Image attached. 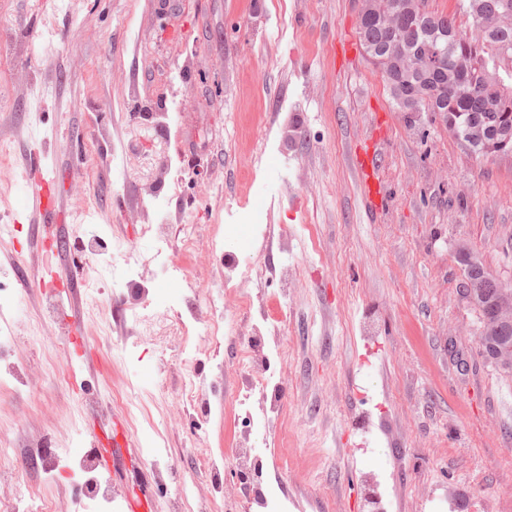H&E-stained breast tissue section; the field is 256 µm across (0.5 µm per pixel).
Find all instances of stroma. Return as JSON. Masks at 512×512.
Segmentation results:
<instances>
[{
  "instance_id": "1",
  "label": "stroma",
  "mask_w": 512,
  "mask_h": 512,
  "mask_svg": "<svg viewBox=\"0 0 512 512\" xmlns=\"http://www.w3.org/2000/svg\"><path fill=\"white\" fill-rule=\"evenodd\" d=\"M361 0H0V221L17 244L0 242V286L11 301L0 326L23 336L27 316L69 307V274L98 270L82 289L85 330L59 341L77 368L47 387L48 353L19 346L0 359V389L22 479L40 482L34 460L66 448L106 453L115 437L156 451L155 462H121L112 502L100 512H179L176 488L193 490L194 512L212 496L224 512H268L257 492L276 491L289 512H363L371 483L383 512H512V375L483 364L474 313L462 297L460 249L512 285V152L476 157L443 118L407 117L379 70L345 63L357 39ZM56 51L37 47L46 30ZM136 127L167 149L152 181H118L112 156L142 153ZM380 135V174L390 195L381 223L367 219L351 157ZM44 189L62 205L52 232L26 208L30 152ZM179 185H171L172 174ZM169 224L194 220L212 261L188 265L166 285L186 322L204 318L193 282L220 284L224 269L254 256L251 322L259 340L287 343L274 387L254 408L278 402L281 428L254 430L258 489L234 458L244 429L233 402L249 383L238 363L242 337L221 336L201 353L204 395L168 424L182 366L163 343L140 336L111 306L112 275L125 255L153 287L152 201ZM89 204L105 248L80 246L74 209ZM26 260L14 261L15 248ZM67 266L56 293L36 281ZM287 321V332L278 324ZM131 392L129 409L112 397ZM207 454L213 468L200 467Z\"/></svg>"
}]
</instances>
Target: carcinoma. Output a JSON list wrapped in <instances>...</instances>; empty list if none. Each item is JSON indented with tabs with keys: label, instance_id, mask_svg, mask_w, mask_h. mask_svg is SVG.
I'll return each instance as SVG.
<instances>
[{
	"label": "carcinoma",
	"instance_id": "obj_1",
	"mask_svg": "<svg viewBox=\"0 0 512 512\" xmlns=\"http://www.w3.org/2000/svg\"><path fill=\"white\" fill-rule=\"evenodd\" d=\"M486 3L460 0L472 18L462 31L455 17L428 11L426 0H362L359 42L402 111L443 112L448 131L467 142L476 136L470 118L492 114L497 140L512 145V84L499 74L508 65L501 51L512 52V28L485 24ZM459 261L470 281L467 302L478 321L480 354L512 373V319L501 312L512 305V287H498L469 252H460Z\"/></svg>",
	"mask_w": 512,
	"mask_h": 512
}]
</instances>
